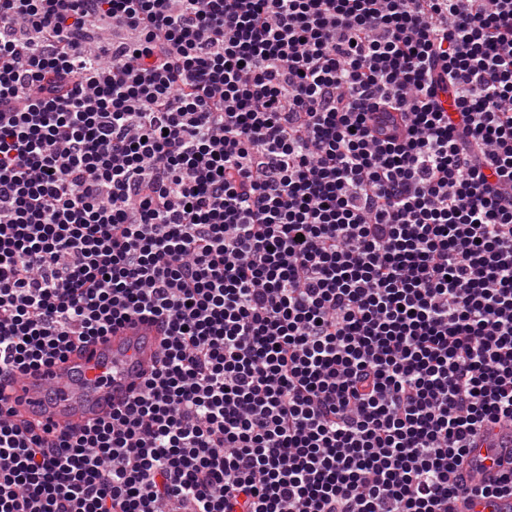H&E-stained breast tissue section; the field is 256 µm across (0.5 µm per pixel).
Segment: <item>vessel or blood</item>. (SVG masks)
<instances>
[{
    "label": "vessel or blood",
    "mask_w": 512,
    "mask_h": 512,
    "mask_svg": "<svg viewBox=\"0 0 512 512\" xmlns=\"http://www.w3.org/2000/svg\"><path fill=\"white\" fill-rule=\"evenodd\" d=\"M151 322L132 320L69 354L59 372L39 370L14 379L13 405L58 430L86 425L130 399L160 350Z\"/></svg>",
    "instance_id": "b4317fda"
}]
</instances>
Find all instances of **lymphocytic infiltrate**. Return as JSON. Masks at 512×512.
Here are the masks:
<instances>
[{"instance_id":"lymphocytic-infiltrate-1","label":"lymphocytic infiltrate","mask_w":512,"mask_h":512,"mask_svg":"<svg viewBox=\"0 0 512 512\" xmlns=\"http://www.w3.org/2000/svg\"><path fill=\"white\" fill-rule=\"evenodd\" d=\"M133 318L126 403L7 407ZM511 424L512 0H0V512H448ZM495 449L496 448H476L463 464V473L471 478L481 477L483 475L482 466L488 467L490 465V460L487 457L493 454Z\"/></svg>"}]
</instances>
